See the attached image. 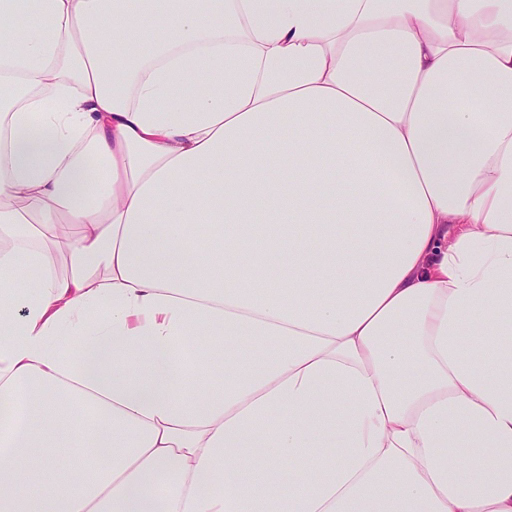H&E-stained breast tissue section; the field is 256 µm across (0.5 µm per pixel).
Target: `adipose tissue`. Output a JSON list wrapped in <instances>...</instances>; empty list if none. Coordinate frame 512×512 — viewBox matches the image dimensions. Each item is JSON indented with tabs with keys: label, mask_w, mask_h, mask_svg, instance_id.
Listing matches in <instances>:
<instances>
[{
	"label": "adipose tissue",
	"mask_w": 512,
	"mask_h": 512,
	"mask_svg": "<svg viewBox=\"0 0 512 512\" xmlns=\"http://www.w3.org/2000/svg\"><path fill=\"white\" fill-rule=\"evenodd\" d=\"M0 512H512V0H0Z\"/></svg>",
	"instance_id": "ef3b65f1"
}]
</instances>
